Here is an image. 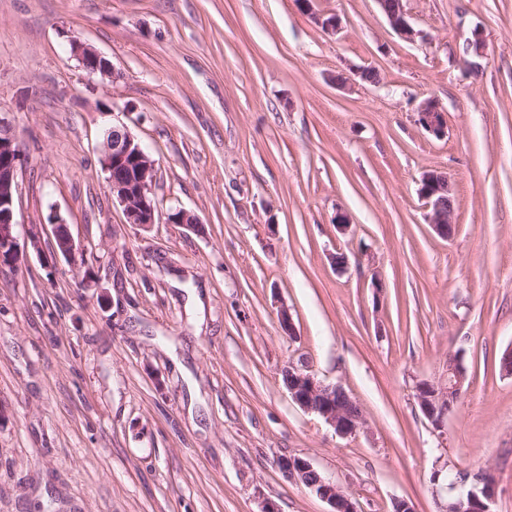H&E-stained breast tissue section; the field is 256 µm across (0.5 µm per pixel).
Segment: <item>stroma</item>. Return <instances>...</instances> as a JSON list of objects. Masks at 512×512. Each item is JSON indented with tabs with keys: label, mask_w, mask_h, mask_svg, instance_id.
Here are the masks:
<instances>
[{
	"label": "stroma",
	"mask_w": 512,
	"mask_h": 512,
	"mask_svg": "<svg viewBox=\"0 0 512 512\" xmlns=\"http://www.w3.org/2000/svg\"><path fill=\"white\" fill-rule=\"evenodd\" d=\"M316 7L339 33L299 0H0L18 238L50 249L57 212L94 272L33 251L0 269V512H330L289 457L358 512H442L434 474L480 469L512 512V0H408L413 42L376 0ZM72 36L117 79L88 76ZM428 98L446 137L415 122ZM114 123L156 165L146 228L108 191ZM430 170L452 184L448 239L419 195ZM178 209L203 233L167 223ZM453 356L467 381L439 432L415 386ZM291 364L341 387L362 427L301 408ZM302 9L307 12L316 25L322 29L336 34L342 28V22L338 15L327 14L317 11L313 8L314 2L317 0H300ZM486 49V39L482 30L475 29L471 37L467 38L463 44V57L466 59L471 69H477L480 66L479 60L484 58ZM282 468L328 502L334 509L332 512H358L346 493L336 483L323 478L307 460L286 458L282 462Z\"/></svg>",
	"instance_id": "obj_1"
}]
</instances>
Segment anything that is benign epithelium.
Returning <instances> with one entry per match:
<instances>
[{"mask_svg":"<svg viewBox=\"0 0 512 512\" xmlns=\"http://www.w3.org/2000/svg\"><path fill=\"white\" fill-rule=\"evenodd\" d=\"M316 0H301L302 9L316 25L337 33L342 28L338 15L327 14L313 8ZM407 0H378L390 27L402 39L414 41L421 37L409 22ZM70 53L82 69L89 75L112 77L115 75L111 61L103 54L77 38L69 40ZM486 39L483 31L476 29L463 44V57L468 59L472 69L480 66L484 58ZM415 123L436 138L448 133L447 113L434 99L420 103L415 113ZM22 153L17 138L10 125L0 121V268L15 267L33 249L42 257L43 263L51 266L57 259L64 258L73 265L85 267V277L91 278L86 256L76 244L67 223L57 214L50 213L48 224L52 226L54 242L51 250H42L39 236H30L29 245H20L16 236L17 213L16 194L18 190V170ZM100 163L107 173V185L112 200L123 207L125 223L147 227L159 218L158 206L153 194L156 181L154 161L143 149L135 135L124 125H113L103 134L100 150ZM450 184L447 174L432 170L425 173L420 181L419 194L431 208L428 223L442 238H450L454 233L452 199L448 197ZM167 223L181 224L187 229L200 233L202 222L192 211L179 209L168 214ZM283 375L290 379L288 392L306 411L321 416L339 435H351L359 428L362 417L348 414L344 406L336 401L334 385H325L314 376L300 369L289 367ZM466 374L456 358H448L444 378L437 382L421 381L416 385V398L424 417L436 429L443 426L448 415V406L457 402ZM282 468L312 489L321 499L333 507V512H358L355 504L336 483L323 478L312 465L301 458H287ZM472 480V488L466 493L448 500L443 512H492L496 482L488 470H479L473 475L460 477V483Z\"/></svg>","mask_w":512,"mask_h":512,"instance_id":"obj_1","label":"benign epithelium"}]
</instances>
